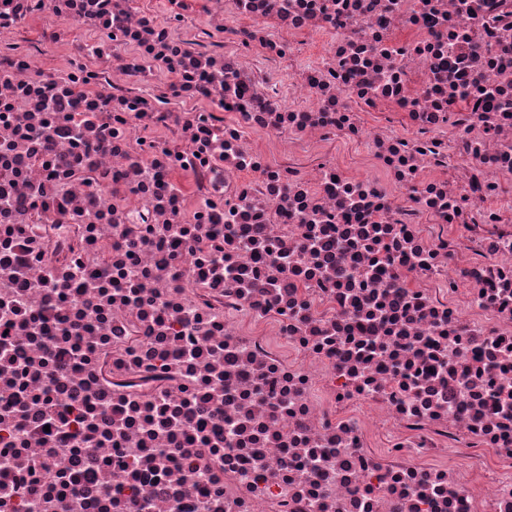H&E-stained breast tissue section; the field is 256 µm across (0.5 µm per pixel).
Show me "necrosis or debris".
<instances>
[{
    "label": "necrosis or debris",
    "mask_w": 512,
    "mask_h": 512,
    "mask_svg": "<svg viewBox=\"0 0 512 512\" xmlns=\"http://www.w3.org/2000/svg\"><path fill=\"white\" fill-rule=\"evenodd\" d=\"M511 180L512 0H0V512H512Z\"/></svg>",
    "instance_id": "1"
}]
</instances>
